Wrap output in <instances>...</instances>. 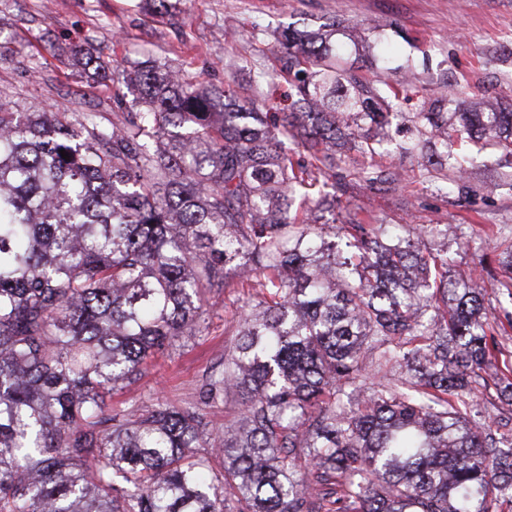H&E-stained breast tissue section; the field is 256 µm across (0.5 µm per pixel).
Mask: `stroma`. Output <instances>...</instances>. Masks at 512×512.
<instances>
[{"mask_svg": "<svg viewBox=\"0 0 512 512\" xmlns=\"http://www.w3.org/2000/svg\"><path fill=\"white\" fill-rule=\"evenodd\" d=\"M168 14L155 17L141 0H0V91L27 112L59 105L71 112L111 117L112 83L82 72L76 49L114 66L153 57L183 68L194 82L223 86L258 83L270 112L287 111L291 87L282 71L274 31L306 29L336 17L346 27L381 23L376 36L384 64L366 71L390 81L408 80L420 92L444 93L449 109L474 106L491 95L512 103V0H171ZM430 151L393 149L377 158L398 179L390 190L360 184L357 164L341 172L346 194L301 190L292 213L325 226L349 218L376 224H404L420 232L422 246L447 255L448 275L474 277L487 288V313L502 351L490 371L512 368V274L500 265L512 250V166L489 149L470 165L462 188L437 193L428 169ZM444 224L447 234L423 233ZM234 289L216 286L206 293L202 331L177 342L170 356L150 363L106 400L114 414L157 403L199 410L216 444L231 425L241 398L228 394L202 402L201 387L237 341L239 309ZM476 408L497 437L512 442V401L495 388L480 389Z\"/></svg>", "mask_w": 512, "mask_h": 512, "instance_id": "obj_1", "label": "stroma"}]
</instances>
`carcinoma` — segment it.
I'll use <instances>...</instances> for the list:
<instances>
[{"mask_svg":"<svg viewBox=\"0 0 512 512\" xmlns=\"http://www.w3.org/2000/svg\"><path fill=\"white\" fill-rule=\"evenodd\" d=\"M279 33L292 112L260 111L236 85H194L134 60L112 71L118 111L24 112L0 96V512H501L512 444L471 416L500 352L486 290L448 279V257L391 226L351 219L336 253L299 224V189L340 191L338 140L368 188L397 178L371 159L403 133L411 88L339 68L336 35ZM137 94L127 100L123 89ZM417 135L442 178L496 149L512 165V104L448 120L421 97ZM309 153L294 167L286 141ZM69 153L62 158L60 150ZM243 299L238 341L206 395H243L209 481L199 411L104 416L147 359L201 332L207 289ZM398 370L362 386L365 353ZM304 449L299 455L297 449Z\"/></svg>","mask_w":512,"mask_h":512,"instance_id":"obj_1","label":"carcinoma"}]
</instances>
